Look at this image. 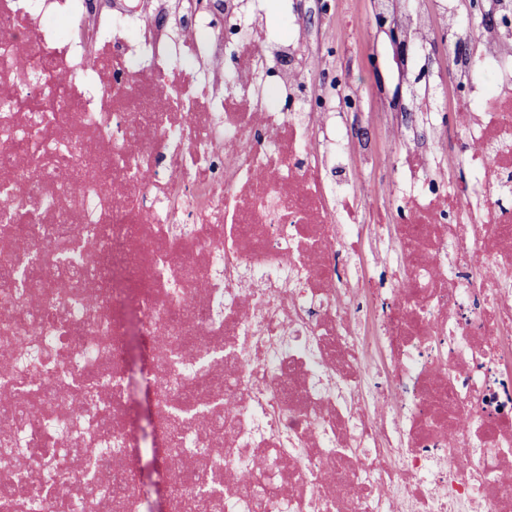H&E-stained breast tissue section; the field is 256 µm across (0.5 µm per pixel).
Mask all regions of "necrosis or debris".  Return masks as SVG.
<instances>
[{
	"mask_svg": "<svg viewBox=\"0 0 512 512\" xmlns=\"http://www.w3.org/2000/svg\"><path fill=\"white\" fill-rule=\"evenodd\" d=\"M408 38L459 28L456 0H418ZM481 29L477 57L437 59L469 82L459 141H446L432 86L411 90L422 129L396 147L411 217L396 228L389 301L358 333L346 298L377 296L348 273L386 223L376 208L342 216L331 175L343 134L304 100L322 58L304 13L267 32L250 0H0V221L28 210L24 240L0 241V266L55 248L62 224H105L66 265L91 271L83 293L44 296L55 268L0 306L14 343L37 361L0 365V393L43 400L20 418L31 463L20 495L34 512L88 488L205 512L176 480L203 447L202 426L230 417L209 478L225 512H512V0ZM135 57L151 67L133 69ZM195 62L194 85L168 67ZM452 268L454 279L441 271ZM162 371L146 383L160 432L147 490L126 400L127 311ZM94 381L71 395L70 380ZM118 455L87 467V449ZM259 481L263 505L243 494Z\"/></svg>",
	"mask_w": 512,
	"mask_h": 512,
	"instance_id": "4bbe7bcc",
	"label": "necrosis or debris"
}]
</instances>
